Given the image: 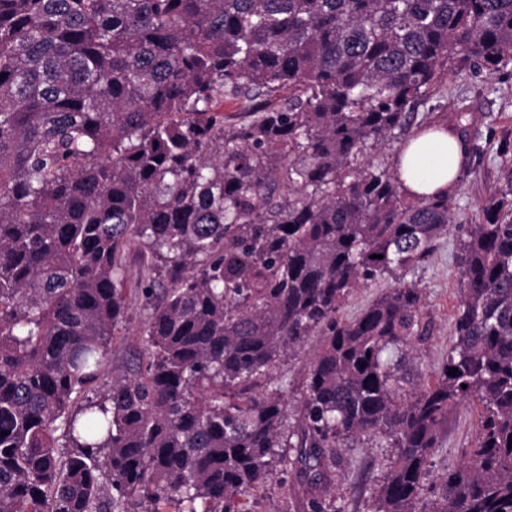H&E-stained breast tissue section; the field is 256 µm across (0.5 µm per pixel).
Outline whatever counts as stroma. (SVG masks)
Masks as SVG:
<instances>
[{"label": "stroma", "instance_id": "obj_1", "mask_svg": "<svg viewBox=\"0 0 512 512\" xmlns=\"http://www.w3.org/2000/svg\"><path fill=\"white\" fill-rule=\"evenodd\" d=\"M444 99L461 102L479 129L478 145L484 150L483 163L475 173L464 178L457 199L456 216L459 224H471L478 218L477 204L494 188L502 159L496 154L495 143L503 137L512 138V72H463L449 77L444 85ZM457 227L450 228L440 239L433 257L405 275L407 282L419 288L424 312L430 322L431 338L417 354L405 355L398 365V374L406 389L419 385L436 369L452 343V326L458 300L460 269L454 257ZM145 313L139 303H132L128 317L112 339L109 360L112 375L126 372L142 347L140 331ZM320 347L319 337H312L297 355L291 356L280 371L288 381L285 399L289 413L301 406L305 370ZM481 407L464 403L450 415L442 433V446L432 458L426 477L435 483L463 461L464 451L473 447L478 433ZM336 478L328 496L342 512H368L370 496L384 474V464L392 450L378 439L357 441L337 451Z\"/></svg>", "mask_w": 512, "mask_h": 512}]
</instances>
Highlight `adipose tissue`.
Here are the masks:
<instances>
[{
  "label": "adipose tissue",
  "mask_w": 512,
  "mask_h": 512,
  "mask_svg": "<svg viewBox=\"0 0 512 512\" xmlns=\"http://www.w3.org/2000/svg\"><path fill=\"white\" fill-rule=\"evenodd\" d=\"M460 137L437 126L417 133L401 149L399 178L409 195L452 192L465 167Z\"/></svg>",
  "instance_id": "obj_1"
}]
</instances>
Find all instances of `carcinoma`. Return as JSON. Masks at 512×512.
Returning a JSON list of instances; mask_svg holds the SVG:
<instances>
[{"mask_svg":"<svg viewBox=\"0 0 512 512\" xmlns=\"http://www.w3.org/2000/svg\"><path fill=\"white\" fill-rule=\"evenodd\" d=\"M509 67L512 0H0V512H252L290 465L303 512H341L318 490L363 437L394 449L369 512H512L511 140L427 380L392 358L429 340L418 288L342 316L455 223L368 155L448 76ZM425 120L469 143L467 113ZM133 248L149 316L111 379ZM313 336L292 425L276 373ZM467 400L477 443L427 487ZM394 281L393 275H385L384 278L370 282L367 287L358 288L343 309L344 317L357 316L368 304L385 293Z\"/></svg>","mask_w":512,"mask_h":512,"instance_id":"1","label":"carcinoma"}]
</instances>
